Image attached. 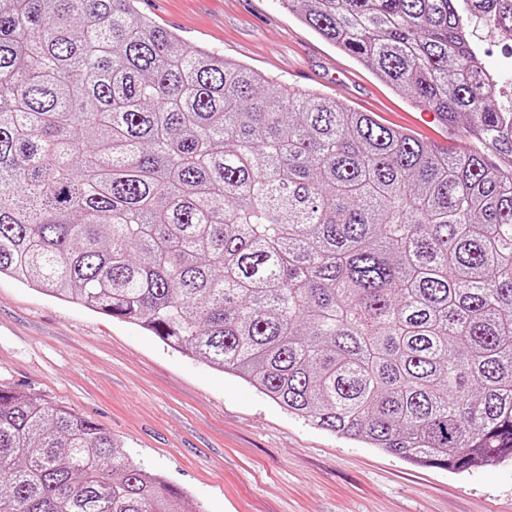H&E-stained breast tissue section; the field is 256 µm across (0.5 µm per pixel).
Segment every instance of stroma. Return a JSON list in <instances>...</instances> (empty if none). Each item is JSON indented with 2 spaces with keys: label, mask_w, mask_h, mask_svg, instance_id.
Instances as JSON below:
<instances>
[{
  "label": "stroma",
  "mask_w": 512,
  "mask_h": 512,
  "mask_svg": "<svg viewBox=\"0 0 512 512\" xmlns=\"http://www.w3.org/2000/svg\"><path fill=\"white\" fill-rule=\"evenodd\" d=\"M186 47L462 147L436 112L321 39L285 0H140ZM65 407L203 512H512V463L462 474L315 429L245 382L122 320L0 277V387Z\"/></svg>",
  "instance_id": "stroma-1"
}]
</instances>
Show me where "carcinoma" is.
I'll use <instances>...</instances> for the list:
<instances>
[{
  "label": "carcinoma",
  "mask_w": 512,
  "mask_h": 512,
  "mask_svg": "<svg viewBox=\"0 0 512 512\" xmlns=\"http://www.w3.org/2000/svg\"><path fill=\"white\" fill-rule=\"evenodd\" d=\"M287 2L482 148L269 90L138 0H0V275L407 463L512 461V100L472 39L512 0ZM0 512L202 510L3 387Z\"/></svg>",
  "instance_id": "cac0c4a2"
}]
</instances>
